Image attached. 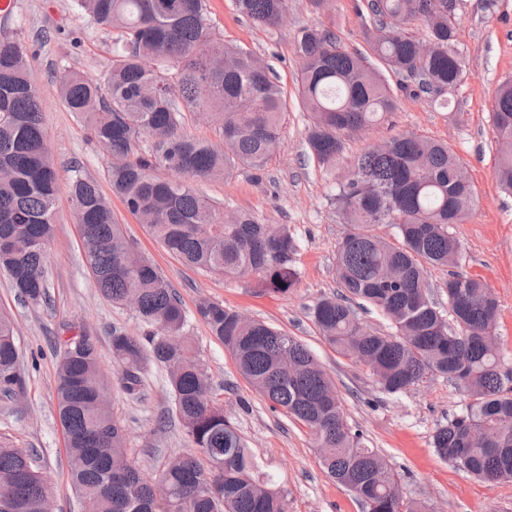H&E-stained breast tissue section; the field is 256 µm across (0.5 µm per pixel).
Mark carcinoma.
Listing matches in <instances>:
<instances>
[{"label":"carcinoma","instance_id":"carcinoma-1","mask_svg":"<svg viewBox=\"0 0 512 512\" xmlns=\"http://www.w3.org/2000/svg\"><path fill=\"white\" fill-rule=\"evenodd\" d=\"M462 0H367L371 42L384 68L440 98L464 73L456 40ZM237 12L263 27L280 25L288 0H234ZM91 22L118 31L117 52L99 83L76 72L58 76L60 99L94 141L110 146L106 178L151 236L183 263L207 275H252L285 294L296 282L294 236L285 224H263L250 212L221 214L196 184L245 166L263 170L282 145L284 103L270 71L241 47L211 33L206 0H77ZM426 24L433 52L406 29ZM299 96L313 122L307 144L328 170L347 133L389 120L397 102L382 71L336 47L334 34L304 28L296 40ZM18 34L0 30V273L24 300H45L46 246L53 237L58 173L47 143L40 93ZM217 123L221 142L183 132L184 113ZM499 141L496 176L512 193V81L494 100ZM150 145H141L142 139ZM453 148L414 133L370 146L339 183L336 208L347 232L336 250L340 294L324 298L312 317L326 341L354 362L371 364L381 389L401 394L431 377H446L470 397L436 429L432 447L451 464L487 483L512 482V376L502 370L496 334L498 301L489 285L451 272L448 308L431 297L430 266L457 264L452 225L469 217L475 198ZM70 203L98 291L112 303L138 300V336L112 331L121 386L139 393L144 365L167 370L172 407L199 455L148 475L129 461L124 427L100 404L109 381L100 372L99 337L79 332V346L59 355L57 411L70 480L90 512H288L284 490L257 476L258 462L224 416L189 336V317L168 279L136 255L110 200L74 167ZM392 224L398 240L373 228ZM379 309L393 332L367 329L353 306ZM198 313L224 343L239 373L273 411L306 426L323 466L359 499L364 512H433L405 502L399 477L348 424L333 381L296 338L244 319L218 303ZM13 320L0 310V395L22 387ZM511 385H506V382ZM50 486L33 459L0 439V512H37Z\"/></svg>","mask_w":512,"mask_h":512}]
</instances>
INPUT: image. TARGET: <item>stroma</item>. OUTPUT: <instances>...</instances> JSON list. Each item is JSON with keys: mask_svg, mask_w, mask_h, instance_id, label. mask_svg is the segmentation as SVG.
<instances>
[{"mask_svg": "<svg viewBox=\"0 0 512 512\" xmlns=\"http://www.w3.org/2000/svg\"><path fill=\"white\" fill-rule=\"evenodd\" d=\"M367 0H332L314 13L308 0H288L287 22L266 28L240 17L234 0H208L214 35L251 51L273 73L286 103L283 144L268 160L261 178L242 167L227 179L198 183L202 194L224 211L246 210L267 224L287 225L297 252V283L280 294L257 288L254 278L206 275L165 250L119 197L112 211L134 249L149 257L170 281L191 319L196 351L205 364L215 397L251 448L260 471L288 496V512H363L346 487L325 471L316 440L297 421L269 404L241 376L232 355L211 336L197 313L205 302L219 303L268 322L295 337L316 356L335 384L348 423L367 447L377 449L400 476L405 500L424 502L435 512H512V483L486 484L439 458L431 446L435 430L458 414L468 398L445 378L419 382L398 395L382 391L364 364L336 352L316 326L312 310L333 296L336 246L346 232L333 196L338 182L372 144L399 133L448 142L466 162L476 191L469 218L454 225L461 244L458 272L485 280L499 302L496 333L506 369L512 370V195L501 192L496 176L498 143L493 126L497 87L512 79V0H463L457 41L465 60L461 83L447 95V107L406 89L395 74L387 80L397 96L389 122L351 133L335 170L318 165L307 148L311 116L297 92L301 62L295 52L301 29L320 26L336 35L340 50L370 55ZM10 29L30 48L28 65L40 91L48 144L58 172L55 233L48 245V302L18 297L0 273V308L10 312L20 347L21 393L0 398V436L33 450L36 465L51 487L54 512H85L72 487L55 395L58 340L86 328L99 337L100 366L111 382L109 404L121 421L128 456L154 472L194 447L172 411L166 371L143 370L140 395L125 393L121 368L112 357V332L139 335L133 309L112 304L97 290L84 256L80 229L70 202V168L103 180L110 158L89 138L57 93L56 77L75 70L100 79L112 56L115 36L96 28L75 0H14Z\"/></svg>", "mask_w": 512, "mask_h": 512, "instance_id": "obj_1", "label": "stroma"}]
</instances>
